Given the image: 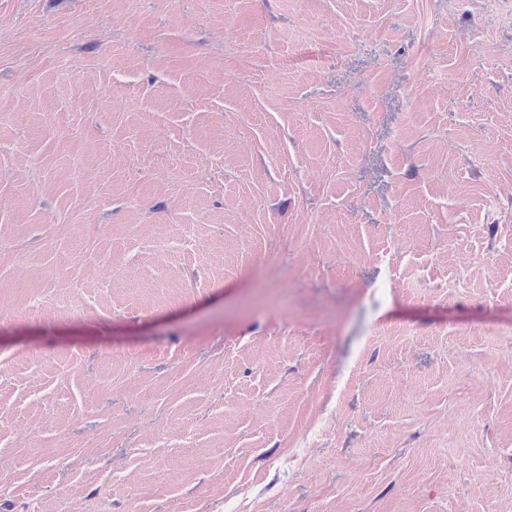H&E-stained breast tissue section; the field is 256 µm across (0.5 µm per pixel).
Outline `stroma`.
Listing matches in <instances>:
<instances>
[{"mask_svg":"<svg viewBox=\"0 0 512 512\" xmlns=\"http://www.w3.org/2000/svg\"><path fill=\"white\" fill-rule=\"evenodd\" d=\"M0 512H512V0H0Z\"/></svg>","mask_w":512,"mask_h":512,"instance_id":"stroma-1","label":"stroma"}]
</instances>
